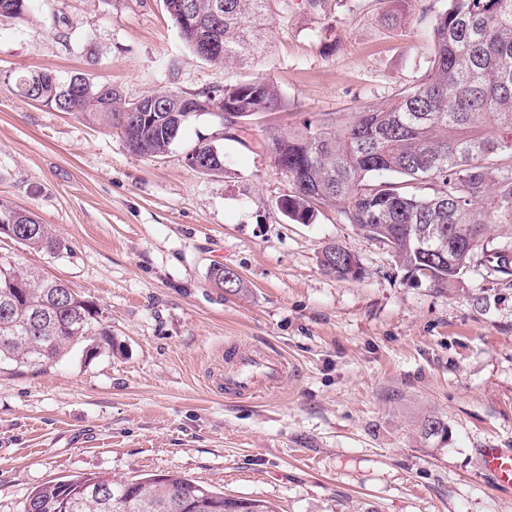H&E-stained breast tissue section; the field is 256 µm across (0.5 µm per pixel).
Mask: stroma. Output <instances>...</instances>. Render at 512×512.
I'll use <instances>...</instances> for the list:
<instances>
[{"instance_id": "35a3bbf8", "label": "stroma", "mask_w": 512, "mask_h": 512, "mask_svg": "<svg viewBox=\"0 0 512 512\" xmlns=\"http://www.w3.org/2000/svg\"><path fill=\"white\" fill-rule=\"evenodd\" d=\"M334 29L305 0L275 13L264 59L223 68L194 55L163 0H31L0 16V200L33 210L64 248L0 247L97 304L120 351L74 349L47 369L0 368V512L77 473L116 480L168 471L277 512H512L483 448H512V276L472 261L463 287L415 286L389 248L321 207L312 223L279 208L294 192L263 144L305 117L393 98L431 67L448 0H330ZM88 74L123 101L226 80L276 84L289 109L225 133L190 120L166 154L131 152L119 130L19 96L13 77ZM215 147L224 170L184 155ZM360 280L323 272L328 242ZM235 270L247 291L213 285ZM282 355L265 395L210 388L230 343ZM434 414L447 441L425 440ZM201 149V153L207 158L211 163H215L216 167L214 168H208L206 170H198L199 164H200V156H199V150L198 149H191L189 150L185 156L184 160L187 165L196 168V170L205 173V174H216V173H222L224 170V163L221 154L218 152L216 148H214L211 145L204 144L199 145ZM221 164L222 166H219L218 164Z\"/></svg>"}]
</instances>
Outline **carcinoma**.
I'll list each match as a JSON object with an SVG mask.
<instances>
[{
  "mask_svg": "<svg viewBox=\"0 0 512 512\" xmlns=\"http://www.w3.org/2000/svg\"><path fill=\"white\" fill-rule=\"evenodd\" d=\"M30 0H0V15H21ZM180 38L201 56L203 34L224 45L207 61L229 65L265 51L274 6L288 0H223L224 19L211 12L212 0H163ZM195 12L183 24L180 8ZM433 58L428 73L396 98L367 104L344 123L325 115L300 127L274 133L280 165L295 191L282 212L303 224L312 208L335 206L370 240L387 245L406 272L441 290L462 286V276L477 254L493 273L512 276L509 249H487L491 227L512 230V0H448L432 30ZM71 81L19 74L21 96L60 112H77L107 126L122 128L135 103L80 74ZM182 91L172 88L151 98L157 112L140 113L138 124L122 133L129 150L147 156L167 152L186 123L175 111ZM224 112H286L288 101L266 80L224 83L207 91ZM201 153L224 172L216 148ZM0 236L46 254L64 245L33 212L0 202ZM472 239L468 252H448V238ZM225 269L211 273L218 288L243 291L240 277L224 282ZM112 345L95 304L61 279L22 266L15 254L0 251V365L46 368L78 346L99 350ZM425 439L448 440V424L436 416L421 423ZM276 512L261 499L226 496L179 474H153L116 481L108 474L71 475L31 491L24 512Z\"/></svg>",
  "mask_w": 512,
  "mask_h": 512,
  "instance_id": "carcinoma-1",
  "label": "carcinoma"
}]
</instances>
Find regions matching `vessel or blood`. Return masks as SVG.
I'll list each match as a JSON object with an SVG mask.
<instances>
[{"mask_svg":"<svg viewBox=\"0 0 512 512\" xmlns=\"http://www.w3.org/2000/svg\"><path fill=\"white\" fill-rule=\"evenodd\" d=\"M230 363L228 370L213 377L212 384L240 394L255 393L263 385L275 386L287 373L280 358L258 348L233 349ZM480 460L497 484L512 486V449H482Z\"/></svg>","mask_w":512,"mask_h":512,"instance_id":"1","label":"vessel or blood"}]
</instances>
